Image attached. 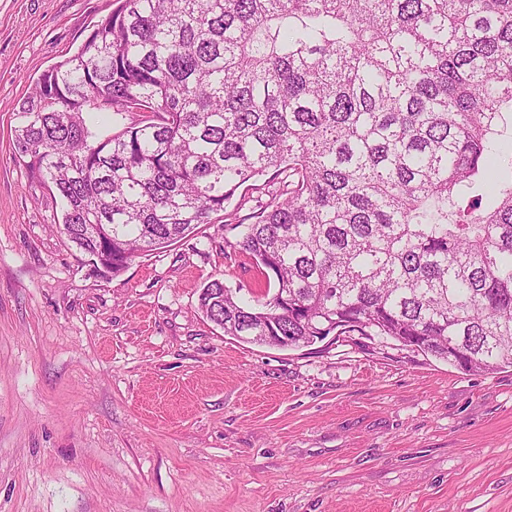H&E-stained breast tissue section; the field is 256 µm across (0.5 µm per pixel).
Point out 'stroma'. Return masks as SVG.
Instances as JSON below:
<instances>
[{"mask_svg": "<svg viewBox=\"0 0 512 512\" xmlns=\"http://www.w3.org/2000/svg\"><path fill=\"white\" fill-rule=\"evenodd\" d=\"M115 6L0 0V512H512V368L225 335L203 286L265 278L220 221L109 279L56 231L10 124Z\"/></svg>", "mask_w": 512, "mask_h": 512, "instance_id": "1", "label": "stroma"}]
</instances>
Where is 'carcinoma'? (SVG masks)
I'll return each mask as SVG.
<instances>
[{"label": "carcinoma", "mask_w": 512, "mask_h": 512, "mask_svg": "<svg viewBox=\"0 0 512 512\" xmlns=\"http://www.w3.org/2000/svg\"><path fill=\"white\" fill-rule=\"evenodd\" d=\"M117 3L12 129L94 273L224 218L249 182L269 200L235 246L273 291L209 281L224 334L512 367V0Z\"/></svg>", "instance_id": "1"}]
</instances>
